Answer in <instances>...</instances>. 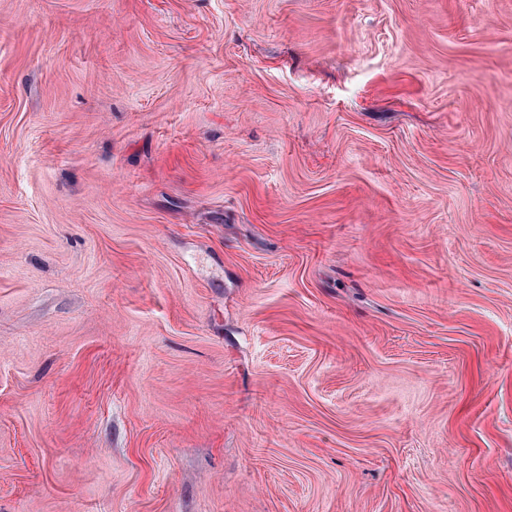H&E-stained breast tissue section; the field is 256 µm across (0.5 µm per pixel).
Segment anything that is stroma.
<instances>
[{
    "label": "stroma",
    "mask_w": 512,
    "mask_h": 512,
    "mask_svg": "<svg viewBox=\"0 0 512 512\" xmlns=\"http://www.w3.org/2000/svg\"><path fill=\"white\" fill-rule=\"evenodd\" d=\"M0 512H512V0H0Z\"/></svg>",
    "instance_id": "1"
}]
</instances>
